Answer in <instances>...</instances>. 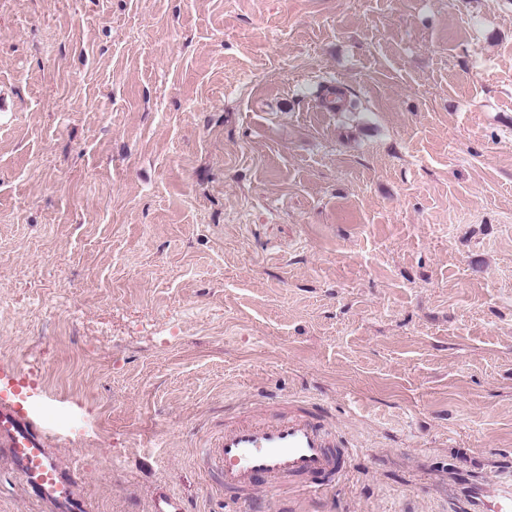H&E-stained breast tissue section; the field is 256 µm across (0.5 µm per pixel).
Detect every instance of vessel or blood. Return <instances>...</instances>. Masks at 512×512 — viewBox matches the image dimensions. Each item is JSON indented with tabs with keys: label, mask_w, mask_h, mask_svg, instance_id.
Masks as SVG:
<instances>
[{
	"label": "vessel or blood",
	"mask_w": 512,
	"mask_h": 512,
	"mask_svg": "<svg viewBox=\"0 0 512 512\" xmlns=\"http://www.w3.org/2000/svg\"><path fill=\"white\" fill-rule=\"evenodd\" d=\"M352 448L324 408L303 401L277 407L255 403L225 419L223 433L203 450L204 462L220 475L225 494L240 512H267L262 492L303 480L314 494L340 478ZM0 457L44 512H90L76 466L63 465L47 447L43 431L10 399L0 398ZM464 512H512V482H474L458 487Z\"/></svg>",
	"instance_id": "obj_1"
}]
</instances>
